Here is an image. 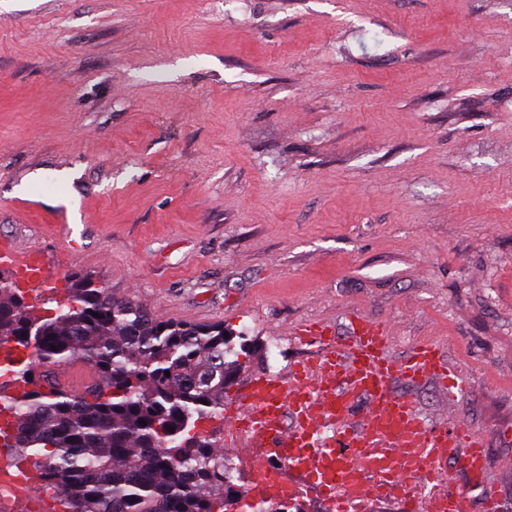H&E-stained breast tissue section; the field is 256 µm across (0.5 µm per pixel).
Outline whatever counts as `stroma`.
Wrapping results in <instances>:
<instances>
[{
  "mask_svg": "<svg viewBox=\"0 0 512 512\" xmlns=\"http://www.w3.org/2000/svg\"><path fill=\"white\" fill-rule=\"evenodd\" d=\"M1 236L259 343L233 399L304 321L433 341L468 394L393 389L484 435L472 512H512V0H0Z\"/></svg>",
  "mask_w": 512,
  "mask_h": 512,
  "instance_id": "stroma-1",
  "label": "stroma"
}]
</instances>
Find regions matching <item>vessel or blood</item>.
Segmentation results:
<instances>
[{
	"label": "vessel or blood",
	"instance_id": "b4317fda",
	"mask_svg": "<svg viewBox=\"0 0 512 512\" xmlns=\"http://www.w3.org/2000/svg\"><path fill=\"white\" fill-rule=\"evenodd\" d=\"M36 266L38 253L19 256L0 241V264ZM349 334L337 338L324 322H304L292 332L299 343L318 347L288 377L250 379L238 400L227 403L228 446L254 451L248 498L298 497L315 491L330 512H367L390 497H402L408 512H469L468 495L452 478L487 483L486 440L462 422L430 424L391 384L399 380L437 384L449 401L468 382L433 342L416 343L401 360L390 354L387 324L355 313ZM287 458L299 481L284 483L268 460Z\"/></svg>",
	"mask_w": 512,
	"mask_h": 512
}]
</instances>
